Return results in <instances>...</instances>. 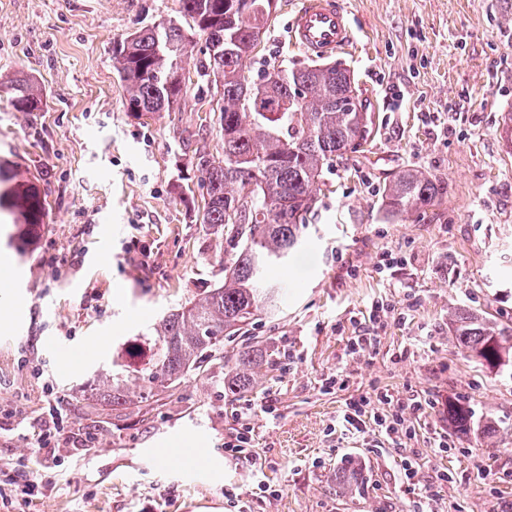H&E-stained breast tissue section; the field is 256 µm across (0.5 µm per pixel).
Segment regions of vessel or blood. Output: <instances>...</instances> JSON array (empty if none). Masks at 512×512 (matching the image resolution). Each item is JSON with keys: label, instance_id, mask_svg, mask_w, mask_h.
Here are the masks:
<instances>
[{"label": "vessel or blood", "instance_id": "1", "mask_svg": "<svg viewBox=\"0 0 512 512\" xmlns=\"http://www.w3.org/2000/svg\"><path fill=\"white\" fill-rule=\"evenodd\" d=\"M289 38L311 57H325L348 49L354 33L341 0H304L290 22Z\"/></svg>", "mask_w": 512, "mask_h": 512}]
</instances>
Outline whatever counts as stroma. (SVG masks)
I'll return each mask as SVG.
<instances>
[{
  "instance_id": "1",
  "label": "stroma",
  "mask_w": 512,
  "mask_h": 512,
  "mask_svg": "<svg viewBox=\"0 0 512 512\" xmlns=\"http://www.w3.org/2000/svg\"><path fill=\"white\" fill-rule=\"evenodd\" d=\"M302 0H277L259 47L275 64L309 63L287 34ZM355 32L339 53L371 114L364 151L325 170L302 247L273 271L284 294L251 327L274 366L252 391L225 395L240 345L172 392L129 409L88 388L113 355L171 309L199 297L229 258L203 222L196 150L222 160L215 85L194 77L179 110L141 119L125 108L115 41L177 17V0H0V76L24 70L44 111H9L0 96V160L39 178L49 216L25 254L0 244V467L36 463L50 407L72 441L37 471L38 495L12 512H512V370L468 359L448 331L458 308L512 315V0H342ZM435 175L426 214L381 206L400 171ZM405 263L395 279L380 255ZM391 311L370 345L350 342L373 302ZM76 369H67L65 359ZM340 374L343 389H325ZM373 391L424 406L395 444L374 421L338 426L346 400ZM273 401L275 415L263 412ZM473 413L469 435L449 403ZM497 423L484 435L485 420ZM249 425L252 459L224 454ZM447 449H439V441ZM418 468L404 484L401 458ZM223 472L213 477L208 462ZM360 476L337 487L350 467ZM263 471L271 493L254 477Z\"/></svg>"
}]
</instances>
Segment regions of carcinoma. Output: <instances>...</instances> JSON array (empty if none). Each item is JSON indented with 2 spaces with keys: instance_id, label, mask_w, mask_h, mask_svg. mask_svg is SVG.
<instances>
[{
  "instance_id": "carcinoma-1",
  "label": "carcinoma",
  "mask_w": 512,
  "mask_h": 512,
  "mask_svg": "<svg viewBox=\"0 0 512 512\" xmlns=\"http://www.w3.org/2000/svg\"><path fill=\"white\" fill-rule=\"evenodd\" d=\"M183 22L158 23L136 30L113 46L126 111L133 116L173 112L188 92L186 46L205 40V59L195 65L200 78L222 87L219 123L224 158L197 151L196 167L206 189L203 223L216 227L233 250L224 278L199 297L162 316L142 334L147 357L131 366L112 360V381L96 390L106 405L127 407L176 389L224 354V337L243 338L233 355V372L224 377V394L254 387L253 369L268 351L248 335L256 312L274 310L279 287L267 274L288 259L299 243L300 226L316 202L323 169L356 152L368 140L371 117L366 105L347 106L351 78L325 64L279 66L274 87L244 88L240 71L260 61L251 29L265 28L269 0H178ZM0 89L16 112H42L46 101L30 76L15 75ZM437 179L420 169L395 175L384 187L382 206L393 216H413L434 206ZM243 208L247 221L232 224L228 211ZM12 218L8 245L23 253L35 242L48 216L47 195L38 180L21 177L0 161V215ZM448 331L465 355L491 368L512 364V317L459 308L448 316ZM471 411L448 405V423L459 434L471 430Z\"/></svg>"
}]
</instances>
